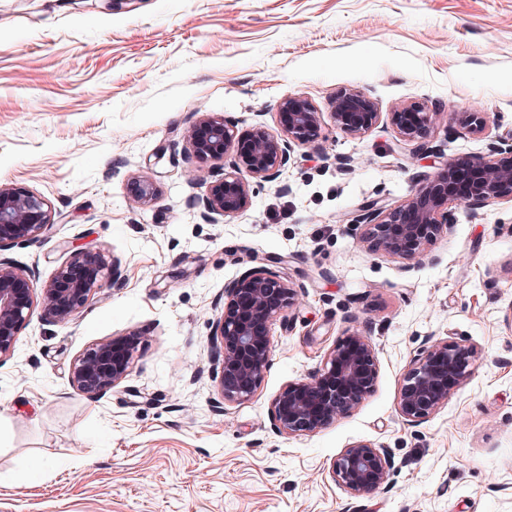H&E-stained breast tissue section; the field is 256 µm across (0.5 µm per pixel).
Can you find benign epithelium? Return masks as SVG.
Listing matches in <instances>:
<instances>
[{"label":"benign epithelium","instance_id":"obj_1","mask_svg":"<svg viewBox=\"0 0 512 512\" xmlns=\"http://www.w3.org/2000/svg\"><path fill=\"white\" fill-rule=\"evenodd\" d=\"M280 132L258 129L246 137L224 123V118L206 116L188 137V154L220 164V178L208 184L203 194L191 199L200 215L220 214L233 218L252 203L256 182L275 180L290 160L293 147L310 145L317 136L320 113L305 97L287 98L279 115ZM434 112L405 107L391 113L401 140L425 147L434 129ZM331 117L336 127L353 138L366 136L379 123L376 103L359 90L346 93L334 105ZM232 156V165L225 163ZM474 183L471 193L459 199L443 184L453 161L445 160L443 172L426 178L411 189L404 202L389 208L378 200L360 209L361 242L372 254L411 260L424 254L448 231V205L456 202L474 209L512 196V143L494 149L488 156L470 161ZM132 195L143 205L154 202L158 190L144 176L132 181ZM52 226L51 209L42 197L0 185V249L36 241ZM120 261L102 251L74 250L53 278L42 285L0 259V358L11 353L16 337L27 322L39 291L42 315L52 323L65 324L117 276ZM294 297V289L263 267H254L224 289V309L216 321L214 336L220 338L215 364L220 367V389L230 402L251 399L261 386L271 352V326ZM113 343L101 341L84 349L70 368L73 386L89 397H98L119 386L133 364V350L121 359L112 356ZM475 347L446 340L424 347L410 361L403 375L397 402L400 417L420 424L448 403L479 360ZM379 377V363L370 339L347 333L329 352L320 372L289 382L271 404L279 433H315L338 415L355 408L372 390ZM335 480L354 496H367L387 487L392 467L383 448L359 441L333 461Z\"/></svg>","mask_w":512,"mask_h":512}]
</instances>
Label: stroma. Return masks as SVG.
I'll list each match as a JSON object with an SVG mask.
<instances>
[{
	"mask_svg": "<svg viewBox=\"0 0 512 512\" xmlns=\"http://www.w3.org/2000/svg\"><path fill=\"white\" fill-rule=\"evenodd\" d=\"M349 90L381 114L361 139L330 116ZM297 96L320 114L312 146L244 213L202 219L190 199L216 175L185 153L196 123L275 133ZM410 105L438 115L431 153L390 121ZM511 136L512 0H67L59 14L0 0V185L41 196L54 219L5 255L40 284L76 249L121 261L118 286L70 322L32 310L0 359V512H512V200L449 206L447 235L412 261L369 254L355 224L364 202L396 207L417 175ZM138 176L153 204L134 201ZM262 263L295 296L257 394L227 402L213 323L225 288ZM352 331L375 349L373 390L316 433L278 434L274 397ZM128 337L118 387H73L79 353ZM429 340L481 358L411 425L402 376ZM357 441L387 450L389 488L355 497L335 480Z\"/></svg>",
	"mask_w": 512,
	"mask_h": 512,
	"instance_id": "obj_1",
	"label": "stroma"
}]
</instances>
